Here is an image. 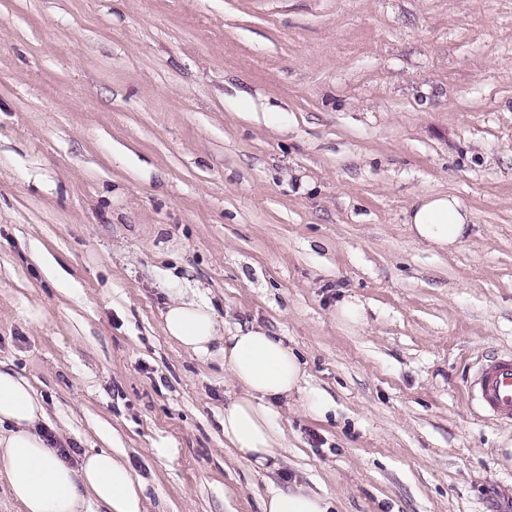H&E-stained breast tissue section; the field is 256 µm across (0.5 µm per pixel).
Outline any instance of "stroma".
<instances>
[{
    "instance_id": "obj_1",
    "label": "stroma",
    "mask_w": 512,
    "mask_h": 512,
    "mask_svg": "<svg viewBox=\"0 0 512 512\" xmlns=\"http://www.w3.org/2000/svg\"><path fill=\"white\" fill-rule=\"evenodd\" d=\"M423 192L471 212L456 248L411 237ZM177 288L303 361L274 474L224 447L222 360L166 336ZM506 352L512 0H0V362L69 462L125 453L147 512L293 483L332 512H512V424L462 393Z\"/></svg>"
}]
</instances>
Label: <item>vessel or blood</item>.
I'll return each mask as SVG.
<instances>
[{"mask_svg":"<svg viewBox=\"0 0 512 512\" xmlns=\"http://www.w3.org/2000/svg\"><path fill=\"white\" fill-rule=\"evenodd\" d=\"M467 397L479 416L512 423V355L482 364Z\"/></svg>","mask_w":512,"mask_h":512,"instance_id":"obj_1","label":"vessel or blood"}]
</instances>
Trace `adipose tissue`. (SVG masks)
Wrapping results in <instances>:
<instances>
[{
  "label": "adipose tissue",
  "instance_id": "adipose-tissue-1",
  "mask_svg": "<svg viewBox=\"0 0 512 512\" xmlns=\"http://www.w3.org/2000/svg\"><path fill=\"white\" fill-rule=\"evenodd\" d=\"M471 213L451 194H419L407 217L412 238L439 251L469 232ZM167 336L197 355L222 357L237 388L224 407V445L255 472L279 467L285 434L269 399H286L304 376L297 354L258 325L224 333L204 297L175 298L164 315ZM45 410L30 383L0 362V471L23 512H145L146 486L121 453L93 449L76 463L61 458L34 432ZM328 497L311 488L275 487L261 512H328Z\"/></svg>",
  "mask_w": 512,
  "mask_h": 512
}]
</instances>
